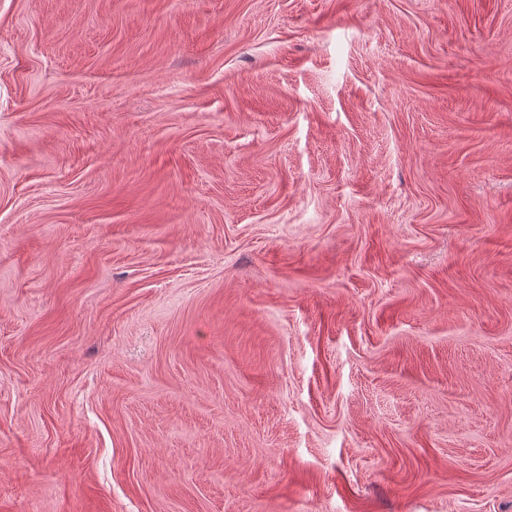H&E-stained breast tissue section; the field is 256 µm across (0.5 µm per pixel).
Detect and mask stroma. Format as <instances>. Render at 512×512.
Segmentation results:
<instances>
[{
    "mask_svg": "<svg viewBox=\"0 0 512 512\" xmlns=\"http://www.w3.org/2000/svg\"><path fill=\"white\" fill-rule=\"evenodd\" d=\"M0 512H512V0H0Z\"/></svg>",
    "mask_w": 512,
    "mask_h": 512,
    "instance_id": "stroma-1",
    "label": "stroma"
}]
</instances>
